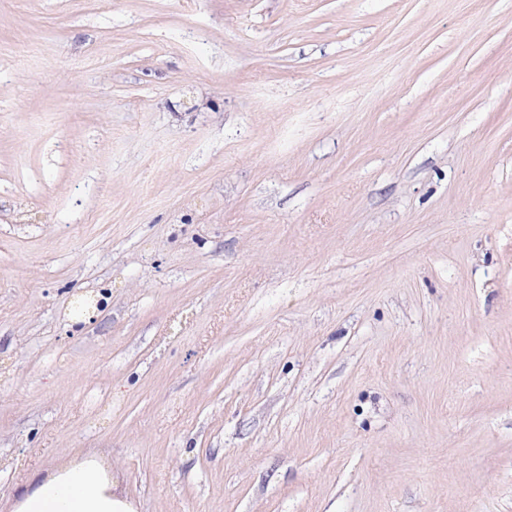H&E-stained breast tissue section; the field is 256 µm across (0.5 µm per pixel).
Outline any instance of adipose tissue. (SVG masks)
<instances>
[{
    "label": "adipose tissue",
    "instance_id": "obj_1",
    "mask_svg": "<svg viewBox=\"0 0 512 512\" xmlns=\"http://www.w3.org/2000/svg\"><path fill=\"white\" fill-rule=\"evenodd\" d=\"M22 512H128L113 498L96 467L85 466L40 483L24 499Z\"/></svg>",
    "mask_w": 512,
    "mask_h": 512
}]
</instances>
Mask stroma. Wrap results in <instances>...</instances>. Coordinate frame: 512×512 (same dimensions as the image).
Returning a JSON list of instances; mask_svg holds the SVG:
<instances>
[{"label":"stroma","instance_id":"stroma-1","mask_svg":"<svg viewBox=\"0 0 512 512\" xmlns=\"http://www.w3.org/2000/svg\"><path fill=\"white\" fill-rule=\"evenodd\" d=\"M512 512V0H0V512ZM94 466L68 471L25 495L21 512H131Z\"/></svg>","mask_w":512,"mask_h":512}]
</instances>
